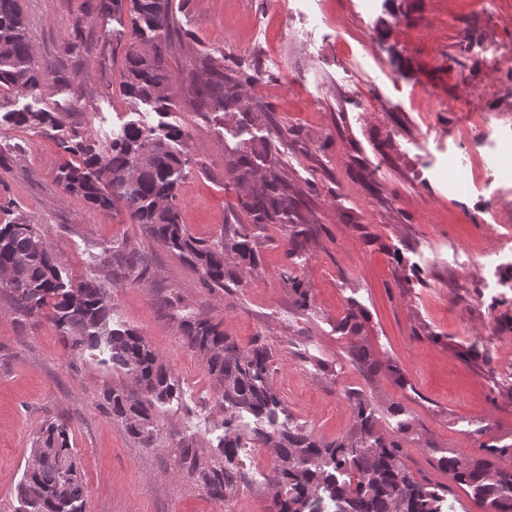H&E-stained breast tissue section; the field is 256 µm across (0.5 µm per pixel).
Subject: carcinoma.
I'll list each match as a JSON object with an SVG mask.
<instances>
[{
    "label": "carcinoma",
    "mask_w": 512,
    "mask_h": 512,
    "mask_svg": "<svg viewBox=\"0 0 512 512\" xmlns=\"http://www.w3.org/2000/svg\"><path fill=\"white\" fill-rule=\"evenodd\" d=\"M96 9L129 11L131 42L125 54L123 90L131 110L138 112L145 105L159 115L168 112L175 97L166 65L168 0H100ZM205 73L201 96L218 106L241 104L240 80L212 63L205 64ZM42 82L19 0H0V89L32 94ZM0 119L22 128L58 126L55 113L45 110H12ZM60 147L78 158L60 170L65 192L83 197L101 211L123 203L134 223L198 268L209 287L240 284L254 269L256 256L246 225H238L232 237L206 245L182 224L175 199L188 144L178 127L130 120L105 142L65 138ZM287 189L284 182L272 180L250 191L244 208L253 223L280 216ZM2 295L9 309L23 318L49 308V319L72 352L92 349L106 354L107 361L123 370L139 390L107 387L103 405L142 446L158 440L160 428L152 410L175 396L173 377L142 336L112 327V294L97 279L63 278L40 232L23 214L0 222ZM182 333L185 344L206 360L224 410V464L192 450L184 453L188 473L210 496L225 500L242 480L234 461L244 447L243 436L231 425L245 412L257 420L250 442L270 449L274 456L271 487L277 512H323L320 504L326 498L333 503V512H442L444 495L415 478L401 440L379 432L373 409L358 392L346 393L353 415L349 432L324 441L278 421L280 399L273 388L266 345L242 349L218 325L204 319L185 321ZM351 354L358 367L376 368L365 345H353ZM31 455L40 461L25 468L17 486L19 512H84L87 487L64 419H47L39 425ZM505 456H512V443L482 442L479 455L453 453L440 457L437 465L452 483L482 498L491 512H512V470L499 466Z\"/></svg>",
    "instance_id": "1"
}]
</instances>
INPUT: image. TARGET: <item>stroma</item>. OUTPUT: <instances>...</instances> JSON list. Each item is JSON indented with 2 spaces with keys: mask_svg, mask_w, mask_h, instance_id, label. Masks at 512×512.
Returning <instances> with one entry per match:
<instances>
[{
  "mask_svg": "<svg viewBox=\"0 0 512 512\" xmlns=\"http://www.w3.org/2000/svg\"><path fill=\"white\" fill-rule=\"evenodd\" d=\"M20 5L44 81L0 93V113L43 109L60 124L0 122V200L34 220L63 274L110 289L113 326L144 336L179 393L156 408L161 436L142 447L99 405L123 371L72 353L46 315L17 319L0 298V512H17L35 431L55 417L70 428L85 512H275L270 450L240 451L243 480L225 501L181 464L187 448L215 455L224 436L215 381L183 342L193 317L241 348L268 345L280 421L335 440L358 390L414 476L446 489L443 512H489L437 460L512 443V164L497 151L512 123L463 137L472 113L512 114V60L488 58L512 47V0H169L176 104L162 116L133 114L123 93L128 14L100 15L90 0ZM208 60L243 79L250 113L201 102ZM136 116L187 136L177 202L192 236L209 244L247 225L257 264L242 283L208 288L123 204L102 212L57 182L61 137L102 142ZM269 143L250 185L286 181L285 215L256 224L237 163ZM351 311L356 334L342 327ZM357 340L376 371L354 364Z\"/></svg>",
  "mask_w": 512,
  "mask_h": 512,
  "instance_id": "stroma-1",
  "label": "stroma"
}]
</instances>
